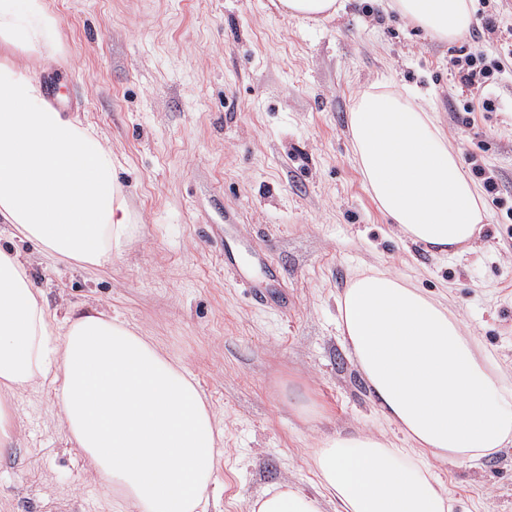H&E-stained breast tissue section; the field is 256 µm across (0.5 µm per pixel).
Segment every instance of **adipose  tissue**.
<instances>
[{
  "instance_id": "ef3b65f1",
  "label": "adipose tissue",
  "mask_w": 512,
  "mask_h": 512,
  "mask_svg": "<svg viewBox=\"0 0 512 512\" xmlns=\"http://www.w3.org/2000/svg\"><path fill=\"white\" fill-rule=\"evenodd\" d=\"M392 6L441 40L472 22L469 0ZM60 61L45 0H0V223L45 258L100 267L130 242V217L111 148L46 100L42 75ZM348 127L365 185L396 230L433 254L464 253L488 214L432 113L375 84ZM337 304L342 340L402 441L364 430L324 436L310 455L313 490L269 485L248 512H452L434 466L512 446V378L478 353L447 298L389 272L356 270ZM46 384L114 512L214 508L218 420L184 366L98 308L58 320L26 256L0 247V457L19 434L11 397Z\"/></svg>"
}]
</instances>
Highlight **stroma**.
Masks as SVG:
<instances>
[{"instance_id": "stroma-1", "label": "stroma", "mask_w": 512, "mask_h": 512, "mask_svg": "<svg viewBox=\"0 0 512 512\" xmlns=\"http://www.w3.org/2000/svg\"><path fill=\"white\" fill-rule=\"evenodd\" d=\"M78 112L111 148L134 240L111 265L55 266L28 251L50 307L91 305L183 363L215 411L221 512L275 482L308 488L317 439L386 430L342 344L337 298L373 265L447 293L482 354L512 374V75L490 86L493 112L463 124L457 48L512 52V0L496 32L437 40L382 0H349L319 25L272 0H48ZM389 80L417 92L464 169L497 178L471 252L438 259L400 237L353 160L348 115L359 91ZM232 244L255 274L270 256L287 314L258 305L224 270ZM303 397L320 415L300 420ZM20 426L0 459V512H112L111 497L55 415L52 389L12 397ZM455 512H512V447L441 472Z\"/></svg>"}]
</instances>
